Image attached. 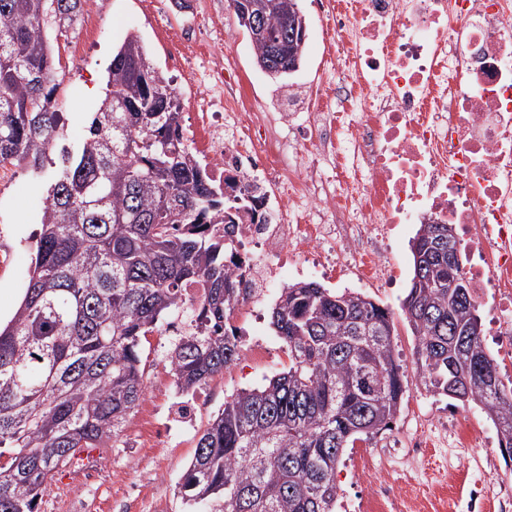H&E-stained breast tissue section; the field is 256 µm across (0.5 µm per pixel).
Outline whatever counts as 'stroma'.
Returning <instances> with one entry per match:
<instances>
[{"label": "stroma", "instance_id": "stroma-1", "mask_svg": "<svg viewBox=\"0 0 512 512\" xmlns=\"http://www.w3.org/2000/svg\"><path fill=\"white\" fill-rule=\"evenodd\" d=\"M299 8L308 24L302 64L298 71L274 81L258 67L253 46L227 0H84L81 19L92 23V32L76 53L70 49V38L61 40L63 70L57 78L55 99L65 122L62 143L71 145L85 136L103 97L112 54L127 34L140 36L152 63L169 79L180 99L194 98L205 72L200 69L188 74L181 70L179 59L184 38L191 36L193 25L199 22L217 33L206 43L209 54L230 60L253 100L270 112L300 111L303 93L321 79L325 38L317 0H299ZM51 171L48 165L37 170L23 164L0 181V255L12 258L10 265L0 270V319L4 321L13 315L29 278L32 235L39 227ZM417 230V225H403L391 242L397 279L367 291L373 300L395 312L411 285L410 242ZM274 302V296H267L255 317L235 323L241 342L258 337L267 344L271 350L267 361L238 358L195 392L177 398L162 380L169 371L164 354L170 339L158 331L148 334L141 342L145 400L154 405L158 426L176 430V437L162 439L155 448L144 447L142 414L134 412L125 423L122 446L100 449L98 472L87 476L69 467L57 474L39 512H97L102 502L111 504L112 512H186L175 486L211 417L231 395L260 386L288 368V348L269 324ZM395 326L396 356L408 383L402 411L391 429L345 451L336 471L337 512H363L384 478L402 479L401 469L379 455L378 449L385 439L406 436L421 422L426 425L429 448L424 460L414 467L413 491L419 497L432 496L441 502L457 498L461 504L456 512H468L470 488L480 477L477 462L486 455L492 459L503 492L511 493L512 461H504L499 448L449 447L442 429L455 409L448 397L425 388L416 364V340L403 320H396Z\"/></svg>", "mask_w": 512, "mask_h": 512}]
</instances>
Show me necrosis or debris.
Masks as SVG:
<instances>
[{"mask_svg": "<svg viewBox=\"0 0 512 512\" xmlns=\"http://www.w3.org/2000/svg\"><path fill=\"white\" fill-rule=\"evenodd\" d=\"M327 58L304 112H267L231 66L204 89L192 150L226 204L257 189L224 265L252 316L281 269L386 283L402 224H451L465 273L512 339V0H320ZM335 111H327V104Z\"/></svg>", "mask_w": 512, "mask_h": 512, "instance_id": "4bbe7bcc", "label": "necrosis or debris"}]
</instances>
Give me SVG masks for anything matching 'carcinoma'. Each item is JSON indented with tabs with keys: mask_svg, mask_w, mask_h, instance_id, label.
<instances>
[{
	"mask_svg": "<svg viewBox=\"0 0 512 512\" xmlns=\"http://www.w3.org/2000/svg\"><path fill=\"white\" fill-rule=\"evenodd\" d=\"M266 39L288 37L298 0H275ZM82 0H0V166L56 165L23 299L0 326V512H38L51 481L83 448H115L143 400L141 341L175 314L194 317L165 361L190 394L239 356L227 320L239 292L226 238L203 230L256 216L257 197L224 205V190L185 142L176 89L130 33L113 53L105 96L76 146H58L59 38ZM257 65L288 69L253 45ZM56 153L57 158L50 157ZM422 287L401 315L416 338L422 381L476 405L512 448V386L485 351L473 289L448 263V225L422 224ZM202 281L195 309L181 288ZM270 325L288 370L224 401L178 483L201 512H336L345 449L390 429L402 410L394 313L359 292L316 282L282 288Z\"/></svg>",
	"mask_w": 512,
	"mask_h": 512,
	"instance_id": "carcinoma-1",
	"label": "carcinoma"
}]
</instances>
